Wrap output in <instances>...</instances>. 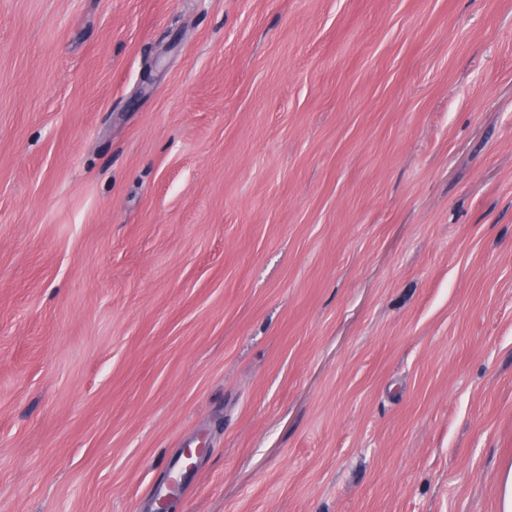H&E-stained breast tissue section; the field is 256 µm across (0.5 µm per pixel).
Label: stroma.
<instances>
[{"label":"stroma","mask_w":512,"mask_h":512,"mask_svg":"<svg viewBox=\"0 0 512 512\" xmlns=\"http://www.w3.org/2000/svg\"><path fill=\"white\" fill-rule=\"evenodd\" d=\"M497 512L512 0H0V512Z\"/></svg>","instance_id":"obj_1"}]
</instances>
